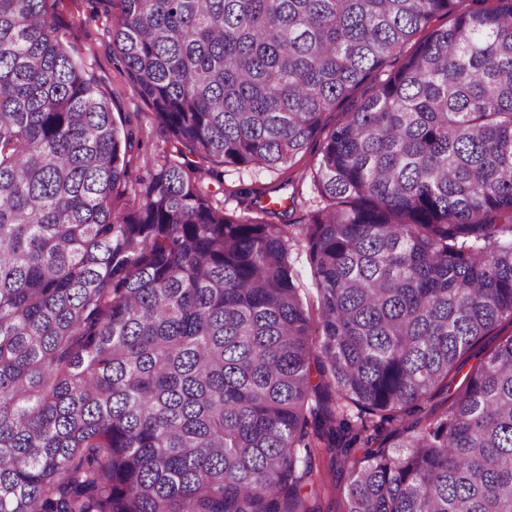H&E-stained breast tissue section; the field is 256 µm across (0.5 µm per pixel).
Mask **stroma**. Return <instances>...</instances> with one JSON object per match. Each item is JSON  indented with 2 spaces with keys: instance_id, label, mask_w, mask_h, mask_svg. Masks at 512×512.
I'll return each mask as SVG.
<instances>
[{
  "instance_id": "35a3bbf8",
  "label": "stroma",
  "mask_w": 512,
  "mask_h": 512,
  "mask_svg": "<svg viewBox=\"0 0 512 512\" xmlns=\"http://www.w3.org/2000/svg\"><path fill=\"white\" fill-rule=\"evenodd\" d=\"M119 9L113 0H58L57 21L63 41L75 52L97 82L112 98V112L117 122L133 129L135 144L130 154V175L113 199L115 209L128 207L154 167L161 163L164 150L170 147V135L156 120L147 101L129 81L126 64L112 45V25ZM312 153L299 157L286 172L244 171L223 169V194L219 201L226 212L245 214L258 199L295 198L288 208L289 231L292 235V254L304 261L305 252L300 240L301 229L319 198L306 172L312 163ZM315 466L322 481L308 500L313 512H342L349 470L337 464L325 452L318 450Z\"/></svg>"
}]
</instances>
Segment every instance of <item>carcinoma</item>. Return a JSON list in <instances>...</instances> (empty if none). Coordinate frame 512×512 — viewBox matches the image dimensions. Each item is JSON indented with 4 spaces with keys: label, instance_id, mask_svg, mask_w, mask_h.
I'll use <instances>...</instances> for the list:
<instances>
[{
    "label": "carcinoma",
    "instance_id": "obj_1",
    "mask_svg": "<svg viewBox=\"0 0 512 512\" xmlns=\"http://www.w3.org/2000/svg\"><path fill=\"white\" fill-rule=\"evenodd\" d=\"M54 2L0 0V512H313L320 448L343 512H512V336L452 387L512 322V0H118L173 142L123 212ZM323 132L313 314L289 224L202 180Z\"/></svg>",
    "mask_w": 512,
    "mask_h": 512
}]
</instances>
